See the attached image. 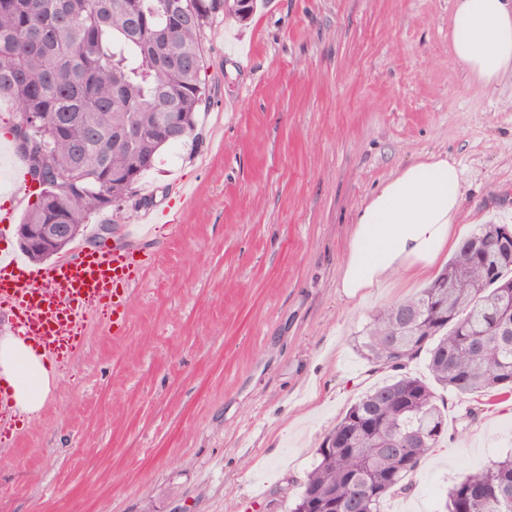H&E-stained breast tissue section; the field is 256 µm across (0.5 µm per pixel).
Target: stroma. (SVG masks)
<instances>
[{
	"mask_svg": "<svg viewBox=\"0 0 512 512\" xmlns=\"http://www.w3.org/2000/svg\"><path fill=\"white\" fill-rule=\"evenodd\" d=\"M453 9L268 0L206 29L194 133L77 243L96 246L105 224L122 240L150 208L178 222L150 227L155 261L122 336L93 318L42 411L0 440V512H289L326 435L386 378L358 336L428 283L396 274L342 294L362 203L434 154L462 171L470 228L512 225V78L488 89L461 68ZM447 420L412 493L384 512H441L460 474L512 453L502 402L451 396Z\"/></svg>",
	"mask_w": 512,
	"mask_h": 512,
	"instance_id": "obj_1",
	"label": "stroma"
}]
</instances>
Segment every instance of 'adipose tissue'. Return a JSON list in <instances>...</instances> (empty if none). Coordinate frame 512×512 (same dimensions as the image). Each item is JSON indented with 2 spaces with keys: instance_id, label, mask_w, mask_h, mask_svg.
I'll use <instances>...</instances> for the list:
<instances>
[{
  "instance_id": "1",
  "label": "adipose tissue",
  "mask_w": 512,
  "mask_h": 512,
  "mask_svg": "<svg viewBox=\"0 0 512 512\" xmlns=\"http://www.w3.org/2000/svg\"><path fill=\"white\" fill-rule=\"evenodd\" d=\"M449 38L458 62L484 86L512 75V0H456ZM461 171L441 156L398 170L358 209L339 286L350 299L392 275L435 269L466 232L460 222ZM54 374L40 349L17 335L0 337V386L16 409L44 407Z\"/></svg>"
}]
</instances>
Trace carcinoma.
<instances>
[{"label": "carcinoma", "instance_id": "1", "mask_svg": "<svg viewBox=\"0 0 512 512\" xmlns=\"http://www.w3.org/2000/svg\"><path fill=\"white\" fill-rule=\"evenodd\" d=\"M237 0H0V99L27 158L36 200L24 224H71L128 196L139 155L170 146L155 137L140 154L112 130L152 126L175 112L184 138L208 94L202 33ZM499 225L469 235L441 273L413 296L377 311L360 354L393 372L365 391L316 449L292 512H383L412 490L408 478L447 433L435 387L456 397L512 393V253ZM423 356L432 382L407 367ZM446 512H512V455L461 475Z\"/></svg>", "mask_w": 512, "mask_h": 512}]
</instances>
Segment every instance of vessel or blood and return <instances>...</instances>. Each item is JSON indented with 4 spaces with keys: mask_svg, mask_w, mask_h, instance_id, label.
Listing matches in <instances>:
<instances>
[{
    "mask_svg": "<svg viewBox=\"0 0 512 512\" xmlns=\"http://www.w3.org/2000/svg\"><path fill=\"white\" fill-rule=\"evenodd\" d=\"M137 241L131 235L126 244L78 251L28 270L0 259V310L9 311L17 335L48 359L74 358L92 313L111 308L113 326L121 327L130 288L152 260Z\"/></svg>",
    "mask_w": 512,
    "mask_h": 512,
    "instance_id": "b4317fda",
    "label": "vessel or blood"
}]
</instances>
